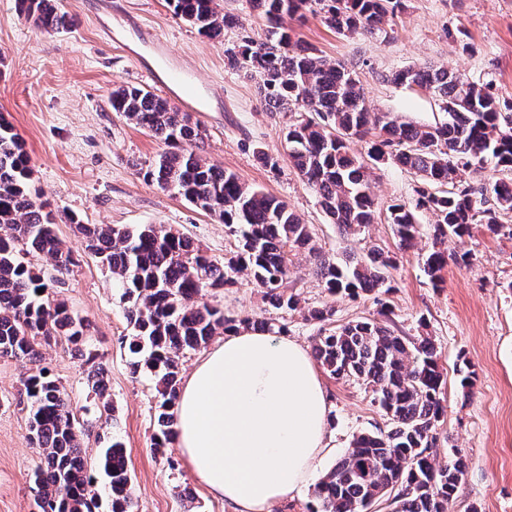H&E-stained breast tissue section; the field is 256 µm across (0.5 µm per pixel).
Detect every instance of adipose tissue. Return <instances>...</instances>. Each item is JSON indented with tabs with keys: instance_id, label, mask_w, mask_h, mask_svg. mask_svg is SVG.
Segmentation results:
<instances>
[{
	"instance_id": "ef3b65f1",
	"label": "adipose tissue",
	"mask_w": 512,
	"mask_h": 512,
	"mask_svg": "<svg viewBox=\"0 0 512 512\" xmlns=\"http://www.w3.org/2000/svg\"><path fill=\"white\" fill-rule=\"evenodd\" d=\"M328 412L305 347L243 328L226 334L186 378L173 441L195 480L234 512H271L326 454Z\"/></svg>"
}]
</instances>
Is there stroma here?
I'll return each mask as SVG.
<instances>
[{
	"instance_id": "1",
	"label": "stroma",
	"mask_w": 512,
	"mask_h": 512,
	"mask_svg": "<svg viewBox=\"0 0 512 512\" xmlns=\"http://www.w3.org/2000/svg\"><path fill=\"white\" fill-rule=\"evenodd\" d=\"M221 9L238 14L240 27L212 41L177 18L166 0H60L72 26L47 34L26 21L17 0H0V114L11 123L27 150L32 181L52 212L56 231L75 263L56 276L53 262L29 254L25 260L50 277L56 297L90 325L88 347L95 350L108 381L115 409L111 421L98 419L89 376L90 365L66 345L42 347V364L58 380L75 408L89 407L90 424L83 437L95 477L97 512H110L108 481L100 468L102 434L122 442L131 476L134 512H233L210 495L180 461L176 446L154 453L158 401L150 374H132L125 319L110 272L86 255L74 234L72 218L86 224H161L189 237L208 255L223 258L232 248L222 224L190 203L145 182L139 167L163 151L150 133L112 112L114 87L146 88L180 105L177 91L164 77L192 67L209 86L202 111L193 113L207 137V162L238 175L287 203L311 225L325 252L342 257L362 243L340 236L317 198L288 161L282 132L293 121L288 112H267L255 84L224 62L225 44L242 36L261 39L265 21L250 0H218ZM150 29L168 50L157 55L142 35ZM296 39L315 46L328 61L355 66L373 111L391 112L403 120L430 123L439 112L421 95L386 82V74L411 64L432 63L474 80L492 82L501 97L512 98V0H405L394 30L385 36H342L315 16L292 22ZM155 70L159 83L144 73ZM268 163H260L256 151ZM397 254V287L389 296L396 327L411 337L429 336L440 353L445 379V414L437 429L436 460L452 452L466 463L465 476L447 512H512V236L493 235L480 224L469 237L448 243L449 252L471 251L469 265L449 263L444 282L435 288L425 275L420 253L432 246L422 236L415 250L398 253L385 220L372 224L365 242ZM286 293L298 295L297 310L278 312L288 335L312 347L317 324L306 321L308 308L328 304L336 323L376 317L372 296H329L313 273L306 254L294 259ZM207 303L240 318L267 316L261 288L249 277L238 287L207 292ZM467 359L475 378L463 389L457 368ZM28 361L0 358V512H36L30 476L40 463L29 432L21 380ZM330 411V453L312 480L276 503L272 512H307L314 484L345 454L354 435L385 426L361 382L322 374ZM177 459L169 467V459Z\"/></svg>"
}]
</instances>
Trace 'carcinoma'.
<instances>
[{"label": "carcinoma", "instance_id": "carcinoma-1", "mask_svg": "<svg viewBox=\"0 0 512 512\" xmlns=\"http://www.w3.org/2000/svg\"><path fill=\"white\" fill-rule=\"evenodd\" d=\"M266 22L265 37L244 36L224 45L230 68L257 80V92L270 112H294L284 149L301 178L318 198L331 223L358 239L374 223L378 202L374 170L394 165L416 178L414 197L386 208L398 247L407 252L421 237L419 215L428 212L432 249L422 267L432 287L443 284L448 251L441 245L470 235L474 224L492 234L512 214V180L496 179L475 188L462 175L491 164L512 170V100L500 97L490 82L470 80L444 67L408 66L390 81L429 95L443 117L428 124L400 121L370 110L356 70L329 63L316 49L293 40L288 22L306 14L320 17L336 33L375 36L398 16L403 0H251ZM175 16L210 40L239 26L238 17L217 9L216 0H167ZM20 13L51 34L71 25L57 0H18ZM112 111L160 139L166 149L139 168L148 183L180 196L224 225L236 250L218 260L179 232L163 225L75 222L87 251L112 273L131 326L132 373L147 369L156 378L159 401L153 448L173 438L174 407L179 398L178 358L185 350L208 345L218 331L241 326L282 335L275 318L238 320L201 301L214 288L238 285L242 273L263 289L275 310H294L298 299L284 291L292 257L306 253L330 296L373 294L381 319H357L332 328L334 309H308L307 320L320 325L313 345L317 364L338 379H354L372 392L387 428L353 437L345 455L316 484L307 512H365L385 495L393 512H447L465 466L454 455L435 463L437 428L444 417V376L439 351L429 336L411 339L386 319L392 314L384 296L394 285L396 257L376 245L332 260L309 225L288 205L238 176L206 162L198 153L205 133L191 115L159 95L129 85L112 90ZM353 141L365 151H350ZM30 159L11 124L0 113V357L40 361L39 347L65 342L77 351L87 343L88 325L57 300L40 273L21 259L43 254L64 274L74 264L32 189ZM32 442L41 466L33 476L38 512H95L93 477L82 454L84 425L68 394L36 367L22 379ZM92 391L100 416L110 418L105 371L97 367ZM100 466L109 479L111 512H132L130 476L123 444L111 440Z\"/></svg>", "mask_w": 512, "mask_h": 512}]
</instances>
